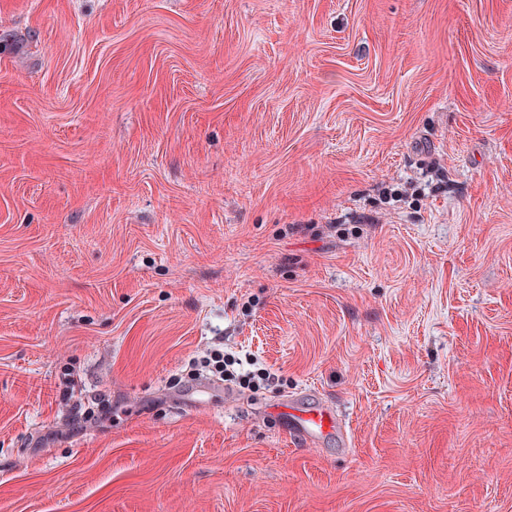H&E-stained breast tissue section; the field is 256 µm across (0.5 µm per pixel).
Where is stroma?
Listing matches in <instances>:
<instances>
[{
  "label": "stroma",
  "mask_w": 512,
  "mask_h": 512,
  "mask_svg": "<svg viewBox=\"0 0 512 512\" xmlns=\"http://www.w3.org/2000/svg\"><path fill=\"white\" fill-rule=\"evenodd\" d=\"M0 512H512V0H0ZM195 376L200 374V368L213 373L214 376L224 380V385L234 384L243 389H260L267 385L268 381L274 379V374L263 364L253 361L249 365L254 366L253 370L240 371L242 360L235 353L226 352L222 349H213L210 354L202 357L201 360L193 361ZM278 408L281 419L288 422L289 430L312 443L343 434L340 415L323 403L301 404L294 400L283 402Z\"/></svg>",
  "instance_id": "obj_1"
}]
</instances>
